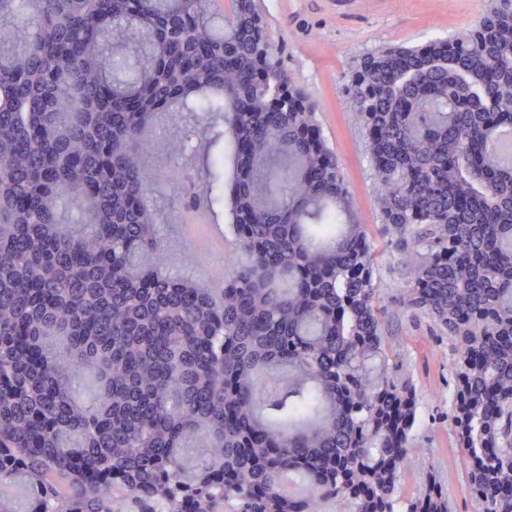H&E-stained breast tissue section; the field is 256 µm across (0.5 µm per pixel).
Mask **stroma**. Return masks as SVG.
Wrapping results in <instances>:
<instances>
[{
    "label": "stroma",
    "instance_id": "stroma-1",
    "mask_svg": "<svg viewBox=\"0 0 512 512\" xmlns=\"http://www.w3.org/2000/svg\"><path fill=\"white\" fill-rule=\"evenodd\" d=\"M484 0H262L268 30L278 47L285 73L315 102L321 133L334 148L363 223H377L370 162L361 128L353 114L348 81L355 58L379 47L422 45L472 25ZM175 165L192 176L202 173L191 153L174 152L147 164L164 212H171L166 171ZM379 296L388 309V325L397 349L407 354L422 402L416 447L435 463L448 484L454 512H476L465 482L463 462L445 414L448 345L423 323H412L397 303L401 284L387 245H380Z\"/></svg>",
    "mask_w": 512,
    "mask_h": 512
}]
</instances>
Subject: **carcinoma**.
<instances>
[{
  "label": "carcinoma",
  "instance_id": "1",
  "mask_svg": "<svg viewBox=\"0 0 512 512\" xmlns=\"http://www.w3.org/2000/svg\"><path fill=\"white\" fill-rule=\"evenodd\" d=\"M257 0H0V512H450L318 116L266 103ZM351 92L404 309L448 339L478 512H512V0ZM228 209L219 295L169 257L146 177L167 120ZM233 175L224 183V145ZM183 168L167 171L183 208ZM305 481L299 495L283 490ZM254 23L257 31L254 41V57L258 65L265 67L262 72L258 73L261 75V79L264 80L266 77V66L270 56L269 37L265 30L263 20L259 15L255 16Z\"/></svg>",
  "mask_w": 512,
  "mask_h": 512
}]
</instances>
